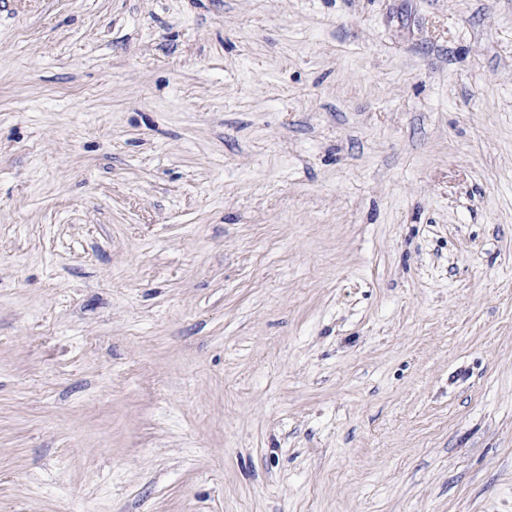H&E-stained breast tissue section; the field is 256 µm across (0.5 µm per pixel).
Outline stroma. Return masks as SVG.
Segmentation results:
<instances>
[{
    "label": "stroma",
    "mask_w": 512,
    "mask_h": 512,
    "mask_svg": "<svg viewBox=\"0 0 512 512\" xmlns=\"http://www.w3.org/2000/svg\"><path fill=\"white\" fill-rule=\"evenodd\" d=\"M0 512H512V0H0Z\"/></svg>",
    "instance_id": "1"
}]
</instances>
